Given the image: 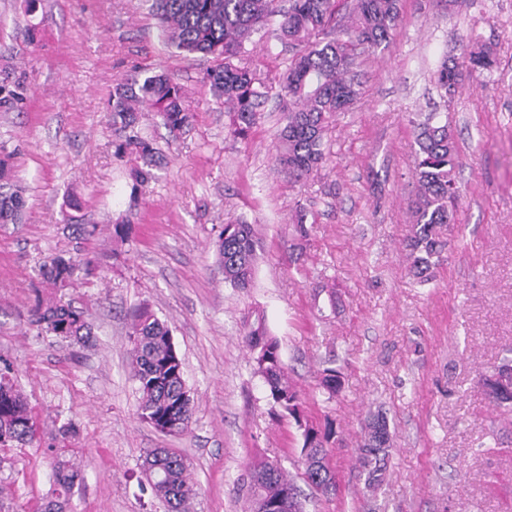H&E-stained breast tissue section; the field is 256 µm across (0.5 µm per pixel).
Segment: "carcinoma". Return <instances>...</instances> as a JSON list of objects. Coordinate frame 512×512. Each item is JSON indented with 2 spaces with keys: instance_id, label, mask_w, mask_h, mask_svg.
I'll list each match as a JSON object with an SVG mask.
<instances>
[{
  "instance_id": "obj_1",
  "label": "carcinoma",
  "mask_w": 512,
  "mask_h": 512,
  "mask_svg": "<svg viewBox=\"0 0 512 512\" xmlns=\"http://www.w3.org/2000/svg\"><path fill=\"white\" fill-rule=\"evenodd\" d=\"M352 22L336 35L339 0H152L151 9L167 41L188 55L211 62L203 73L217 100L232 115L230 134L245 139L255 124L258 108L267 96L266 83L246 62V45L253 35L275 24V35L293 51L287 70L279 79L280 96L286 100L284 125L278 132L280 169L289 178L301 180L325 161L324 132L340 112L357 100L359 83L353 68L356 58L369 48L388 44L401 22V0H352ZM458 63L443 59L436 81L445 95L454 94L467 76L491 72L497 66L492 47L475 45L463 51ZM22 85L14 73L0 74V109H16L24 100ZM149 111L175 132L192 125L194 113L185 104L182 87L164 74L146 77L142 84L119 82L112 87V123L134 128L139 113ZM418 151L413 176L417 184L411 234L406 250L409 272L426 281L437 258L448 245V231L459 202L456 181L458 145L448 124L431 113L415 126ZM119 154L142 161L134 177L143 182L156 166L158 155L152 143L136 134L116 145ZM13 153L0 143V226L19 224L26 208L25 190L13 181L9 161ZM258 238L254 225L245 221L226 224L216 242L224 282L233 288L250 287L257 263ZM92 261L58 254L39 269L43 283L60 290L70 287L79 273H90ZM30 323L40 333L63 341L84 343L92 336L86 309L58 300L38 304ZM130 367L139 392L140 421L169 435H184L191 429L194 406L184 378L183 360L168 324L145 309L131 316ZM245 343L254 373L264 383L274 406L300 423V398L281 359L280 345L257 315L246 325ZM500 378L489 381L480 375L483 392L499 408L512 409V366L498 368ZM10 366L0 368V447L13 442L21 446L37 441L39 426L22 392L9 377ZM320 386L330 394L339 388L338 371L320 372ZM335 431L331 422L302 429L301 464L304 481L317 493L328 496L336 490V477L329 462V445ZM387 417L378 413L365 425L357 463L365 488L378 489L386 480L392 453ZM143 472L155 498L166 512H190L197 495L189 465L170 448H152L144 458ZM55 488L40 505V512H72L70 507L79 470L58 458L53 467ZM252 497L246 512H302L300 491L280 463L261 461L251 470Z\"/></svg>"
}]
</instances>
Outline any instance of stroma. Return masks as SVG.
<instances>
[{
    "mask_svg": "<svg viewBox=\"0 0 512 512\" xmlns=\"http://www.w3.org/2000/svg\"><path fill=\"white\" fill-rule=\"evenodd\" d=\"M492 46L498 68L453 98L436 85L460 45ZM246 61L276 83L289 56L273 32ZM23 81L22 111L0 110V141L25 190L20 225L0 228V359L37 414L39 443L0 450V512H31L53 489L54 449L82 470L74 512H165L142 474L145 453L190 464L191 512H244L260 458L301 473V432L273 419L243 328L263 314L307 420L333 421L334 495L302 488L304 512H512V411L473 385L479 368L512 360V0H402L387 49L365 53L361 94L325 132L327 161L301 181L274 163L282 108L269 96L247 139L203 82L206 61L170 46L148 0H0V68ZM169 74L195 114L170 132L150 114L134 131L163 157L135 185L113 154L112 86ZM447 119L459 145L460 200L433 278L408 272L404 242L416 196L412 120ZM69 199L95 225L76 243ZM130 222L125 241L113 227ZM245 221L260 240L250 288L224 282L215 243ZM94 256V275L63 292L42 284L44 257ZM86 307L89 344L38 335L36 300ZM167 321L195 406L190 433L139 421L129 365L130 314ZM333 361L341 389L318 385ZM384 413L394 449L369 493L355 463L364 421ZM76 433L62 438L60 429Z\"/></svg>",
    "mask_w": 512,
    "mask_h": 512,
    "instance_id": "stroma-1",
    "label": "stroma"
}]
</instances>
